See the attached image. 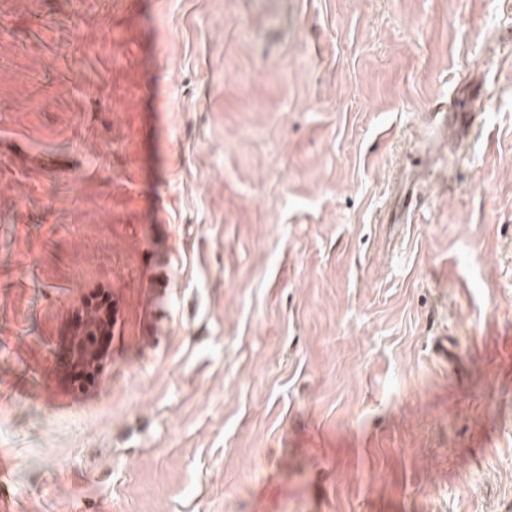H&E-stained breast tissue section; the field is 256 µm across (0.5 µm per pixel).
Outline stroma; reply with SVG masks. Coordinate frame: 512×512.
<instances>
[{
    "mask_svg": "<svg viewBox=\"0 0 512 512\" xmlns=\"http://www.w3.org/2000/svg\"><path fill=\"white\" fill-rule=\"evenodd\" d=\"M270 21L0 0V512H512V0ZM95 310L98 312L97 318H89L70 336H64L70 347L69 367L76 371L94 373L104 361L100 339L106 337V333H112V312L106 307H95Z\"/></svg>",
    "mask_w": 512,
    "mask_h": 512,
    "instance_id": "1",
    "label": "stroma"
}]
</instances>
